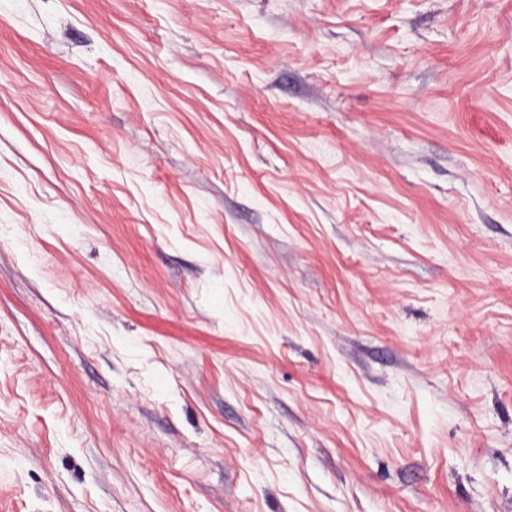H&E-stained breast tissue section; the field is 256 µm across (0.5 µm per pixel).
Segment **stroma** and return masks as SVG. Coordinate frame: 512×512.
Returning a JSON list of instances; mask_svg holds the SVG:
<instances>
[{
    "instance_id": "35a3bbf8",
    "label": "stroma",
    "mask_w": 512,
    "mask_h": 512,
    "mask_svg": "<svg viewBox=\"0 0 512 512\" xmlns=\"http://www.w3.org/2000/svg\"><path fill=\"white\" fill-rule=\"evenodd\" d=\"M0 512H512V0H0Z\"/></svg>"
}]
</instances>
